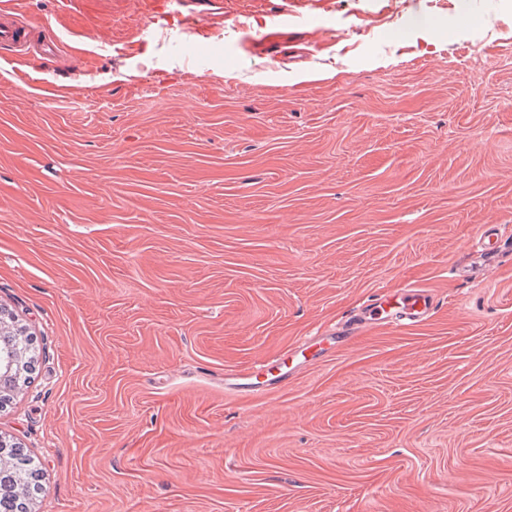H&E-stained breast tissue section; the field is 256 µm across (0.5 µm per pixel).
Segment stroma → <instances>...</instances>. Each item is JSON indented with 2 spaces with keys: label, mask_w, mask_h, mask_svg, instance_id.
Returning <instances> with one entry per match:
<instances>
[{
  "label": "stroma",
  "mask_w": 512,
  "mask_h": 512,
  "mask_svg": "<svg viewBox=\"0 0 512 512\" xmlns=\"http://www.w3.org/2000/svg\"><path fill=\"white\" fill-rule=\"evenodd\" d=\"M282 5L0 0L82 90L0 66L31 512H512V0ZM384 303L391 304V301L387 299V301L380 303L377 306V309H380L383 314H386V317L391 315V309H396V314H402L414 319H418L422 314L428 312L432 307V303L429 297L418 289L405 290L402 295L394 301L389 311L384 308Z\"/></svg>",
  "instance_id": "35a3bbf8"
}]
</instances>
